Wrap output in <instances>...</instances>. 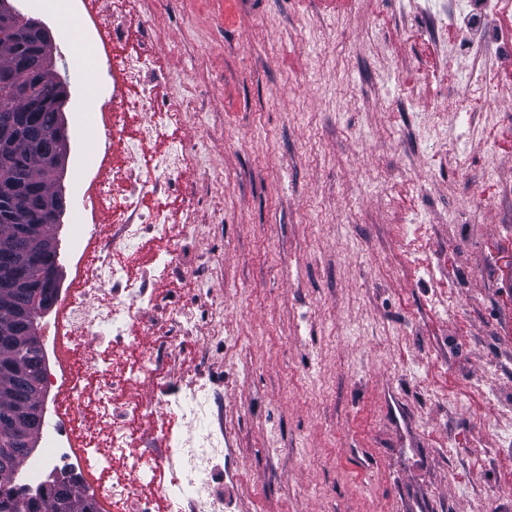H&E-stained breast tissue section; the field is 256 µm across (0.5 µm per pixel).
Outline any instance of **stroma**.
<instances>
[{
  "label": "stroma",
  "mask_w": 512,
  "mask_h": 512,
  "mask_svg": "<svg viewBox=\"0 0 512 512\" xmlns=\"http://www.w3.org/2000/svg\"><path fill=\"white\" fill-rule=\"evenodd\" d=\"M11 3L49 29L69 80L63 239L90 221L84 184L105 147L94 99L112 81L77 59L94 43L81 0ZM400 4L133 2L167 96L198 106L171 141L184 158L173 207L214 305L185 349L236 344L210 355L243 478L232 512H512L498 478L512 444L497 434L512 427V223L497 202L512 155L485 180L491 149L512 141V57L465 98L466 53L400 20ZM407 86L428 111L397 106ZM442 101L449 168L429 134ZM485 108L510 125L474 119ZM478 195L484 209L459 230L452 217ZM399 222L431 225L433 282L400 251Z\"/></svg>",
  "instance_id": "1"
}]
</instances>
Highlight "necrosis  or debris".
I'll list each match as a JSON object with an SVG mask.
<instances>
[{"instance_id": "1", "label": "necrosis or debris", "mask_w": 512, "mask_h": 512, "mask_svg": "<svg viewBox=\"0 0 512 512\" xmlns=\"http://www.w3.org/2000/svg\"><path fill=\"white\" fill-rule=\"evenodd\" d=\"M129 4L82 0L84 23L96 35L90 63L106 67L112 98L102 109L108 150L87 191L93 221L74 225L72 236L99 245L100 251L92 259L84 253L74 257L75 285L59 293L53 315L44 322L43 351L52 369L44 378L50 402L43 450L27 460L18 482L35 491L48 486L51 472L64 470L84 477L99 512H153V503L171 498L181 503V512H228L224 488L238 484L240 476L207 364L158 390V403L180 420L178 434L167 436L161 448L148 445V406L119 388L123 382L151 381L210 313L205 290L173 312L152 291L158 273H191L206 281L207 270L189 242L157 254L151 268L137 269L133 261L140 238L160 229L159 215L142 211L139 201L175 189L182 157L161 151L158 125L129 128L131 113L164 116L156 87L170 79L154 64L149 29L138 33L134 50L121 49ZM150 318L170 324L161 354L149 352L125 368L111 367L97 351L96 339L107 336L113 349L125 348L131 333ZM85 376L112 392V399L89 401L81 387ZM94 417L106 420L105 430H90L87 422ZM164 471L171 482H157Z\"/></svg>"}]
</instances>
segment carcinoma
I'll use <instances>...</instances> for the list:
<instances>
[{"label": "carcinoma", "instance_id": "obj_1", "mask_svg": "<svg viewBox=\"0 0 512 512\" xmlns=\"http://www.w3.org/2000/svg\"><path fill=\"white\" fill-rule=\"evenodd\" d=\"M32 19L21 12L0 15V115L10 112L20 119L14 128L22 149L9 162L0 160V247L10 241L23 259L22 283L10 289L12 309L0 306V422L7 418L21 399L37 400L33 384L43 380L44 356L29 345L30 338L20 327L3 343L5 326H14L25 317L38 330L42 296L37 285L46 279L53 253L32 259L27 239L10 238L12 216L20 209L34 210L39 198L61 191L63 166L52 162L53 147L44 133L64 121L67 79L60 78L45 60L44 77L35 74L32 62L37 46L30 38ZM11 448L9 465L0 466V512H19L25 501L28 512H98L95 504L68 475L56 477L45 490L31 492L14 483V475L34 452L20 438H6L0 431V448Z\"/></svg>", "mask_w": 512, "mask_h": 512}]
</instances>
